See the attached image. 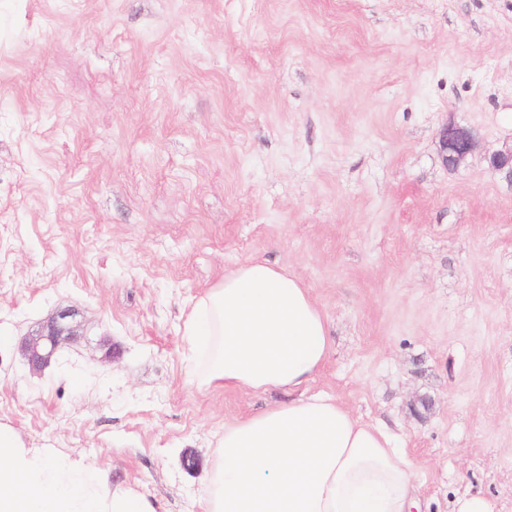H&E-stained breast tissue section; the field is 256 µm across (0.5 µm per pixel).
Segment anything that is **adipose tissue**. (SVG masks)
<instances>
[{
  "label": "adipose tissue",
  "instance_id": "ef3b65f1",
  "mask_svg": "<svg viewBox=\"0 0 512 512\" xmlns=\"http://www.w3.org/2000/svg\"><path fill=\"white\" fill-rule=\"evenodd\" d=\"M194 382L288 402L226 424L212 458L205 512H412L414 473L398 438L311 385L332 352L309 288L251 261L196 301L184 324ZM0 512H155L81 459L25 447L0 425Z\"/></svg>",
  "mask_w": 512,
  "mask_h": 512
}]
</instances>
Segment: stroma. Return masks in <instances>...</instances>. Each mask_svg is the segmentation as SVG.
<instances>
[{"label": "stroma", "mask_w": 512, "mask_h": 512, "mask_svg": "<svg viewBox=\"0 0 512 512\" xmlns=\"http://www.w3.org/2000/svg\"><path fill=\"white\" fill-rule=\"evenodd\" d=\"M510 147L512 0H0V423L204 512L217 434L286 395L192 383L183 322L263 260L331 326L313 391L398 435L422 512H512ZM64 308L81 339L31 371ZM475 137L472 130L445 127L440 134V143L446 165H458L472 151Z\"/></svg>", "instance_id": "1"}]
</instances>
